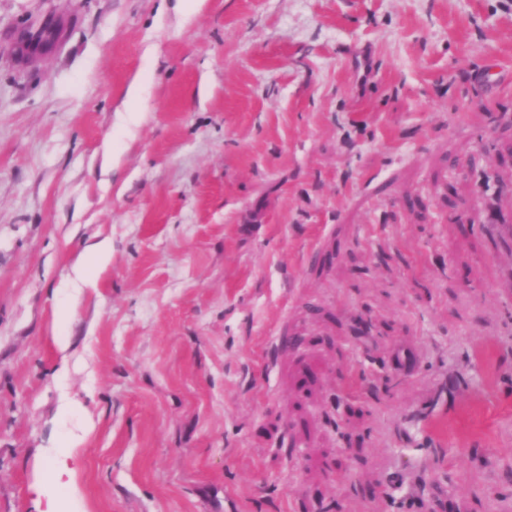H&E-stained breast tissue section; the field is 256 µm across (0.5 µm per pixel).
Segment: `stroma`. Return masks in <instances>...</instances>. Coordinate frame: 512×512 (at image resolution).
I'll use <instances>...</instances> for the list:
<instances>
[{
	"instance_id": "stroma-1",
	"label": "stroma",
	"mask_w": 512,
	"mask_h": 512,
	"mask_svg": "<svg viewBox=\"0 0 512 512\" xmlns=\"http://www.w3.org/2000/svg\"><path fill=\"white\" fill-rule=\"evenodd\" d=\"M510 145L512 0H0V512H512ZM70 461V463H69ZM76 467V460L73 454L69 451L66 452V454L63 456L62 459H55L52 462V467L50 469L49 475L50 479L58 484H61V480L64 475L68 477V481L65 483H62V485H65L67 487H73L72 478L75 472Z\"/></svg>"
}]
</instances>
